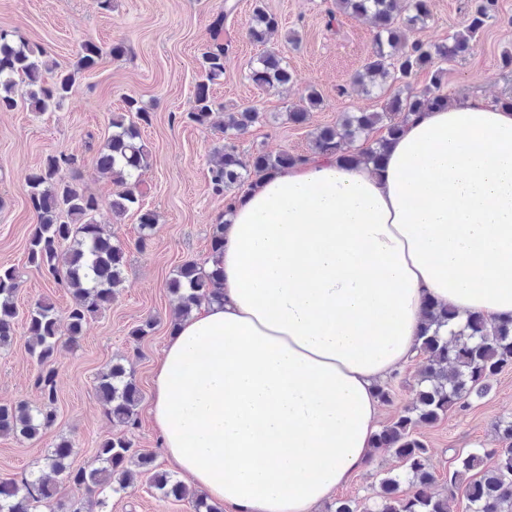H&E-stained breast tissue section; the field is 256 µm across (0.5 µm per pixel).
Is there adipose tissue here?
<instances>
[{"label":"adipose tissue","mask_w":512,"mask_h":512,"mask_svg":"<svg viewBox=\"0 0 512 512\" xmlns=\"http://www.w3.org/2000/svg\"><path fill=\"white\" fill-rule=\"evenodd\" d=\"M223 220V298L175 325L149 414L219 512H315L373 456L426 303L512 314V110L421 111L381 165L315 158Z\"/></svg>","instance_id":"obj_1"}]
</instances>
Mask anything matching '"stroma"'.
<instances>
[{"mask_svg": "<svg viewBox=\"0 0 512 512\" xmlns=\"http://www.w3.org/2000/svg\"><path fill=\"white\" fill-rule=\"evenodd\" d=\"M264 3L282 22V34L269 47L288 63L292 81L285 87H260L249 78L250 63L260 52L245 30L253 0H0V28L40 46L62 68L76 67L85 41L104 51L95 68L80 72L60 109L39 114L20 106L0 112V266L15 267L20 281L14 339L0 348V404L22 402L35 410L51 409L56 416L53 427L37 438L0 437V480L19 483L30 474L47 473L45 455L63 438L75 447L73 466L94 465L98 444L115 435L151 453L157 471L172 472L145 404L151 399L153 367L172 331L174 305L166 282L184 262L207 264L213 226L229 201L212 193L207 178L212 153L223 143L225 113L253 106L264 115L237 141L246 160L260 149L309 152L316 128L334 123L340 113L373 112L384 105V98L351 87L353 75L373 50L374 32L367 20L334 14L333 0ZM467 8L468 0H430V17L412 31V39H447L462 27ZM221 14L226 21L217 37L213 22ZM288 30L298 32V45L285 42ZM216 37L226 47L224 76L212 87V124L203 128L186 114L199 76L198 58ZM116 43L127 47L119 58L109 52ZM475 43L472 55L445 66L449 100L478 95L495 100L512 92V74L498 65L501 51L512 49V0H492ZM312 88L321 93L322 107L312 112L308 124H290L289 108ZM128 97L150 115L142 128L152 154V165L142 176L144 207L156 214L158 224L143 248L137 245L135 215L110 223L109 202L117 186L96 166V155L112 132V115ZM59 153L78 158L81 184L98 198L100 219L109 222L114 237L125 245L128 264L123 287L111 305L88 321L78 347L58 353L56 397L50 403L35 385L40 368L28 352L26 316L36 302L51 299L61 315L59 333L67 335L73 299L67 288L27 262L36 219L27 204L26 177L47 156ZM149 318L155 322L153 331L133 342L129 330ZM117 360L131 372L143 399L134 425L122 428L112 424L94 392L98 373ZM423 365V357H416L388 377L392 396L379 405V425H387L409 404ZM501 419L512 420V365L467 410L449 411L438 422L417 427L437 477L435 493L447 494L457 454L498 447L493 426ZM403 474L399 459L379 452L338 495L362 502L375 497L383 479H402ZM58 486L62 503L83 506L84 512H192L187 502L163 497L141 478L124 491L108 488L91 497L66 481ZM400 489L409 491V483L402 479Z\"/></svg>", "mask_w": 512, "mask_h": 512, "instance_id": "1", "label": "stroma"}]
</instances>
